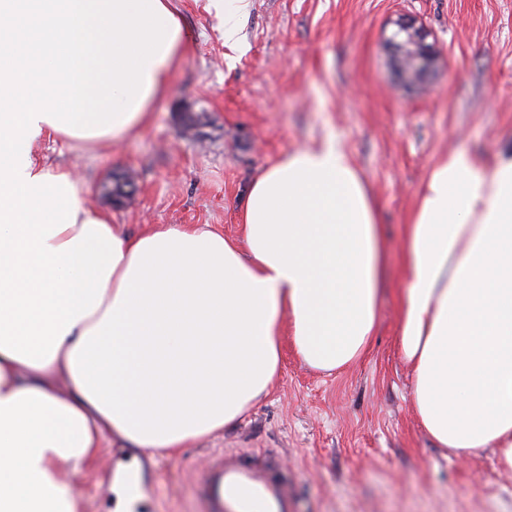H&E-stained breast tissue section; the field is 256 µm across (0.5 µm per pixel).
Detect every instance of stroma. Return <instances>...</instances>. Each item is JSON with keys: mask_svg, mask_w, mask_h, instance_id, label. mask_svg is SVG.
Wrapping results in <instances>:
<instances>
[{"mask_svg": "<svg viewBox=\"0 0 512 512\" xmlns=\"http://www.w3.org/2000/svg\"><path fill=\"white\" fill-rule=\"evenodd\" d=\"M189 54L139 132L114 147L42 142L50 167L72 171L93 209L135 234L207 224L240 234L245 189L267 164L336 139L372 193L389 276L369 352L333 374L284 345L269 394L224 431L158 456L145 512H205L196 484L211 453H276L292 512H512V470L484 450L435 447L416 419L396 347L398 255L416 192L456 147L484 163L512 148V0H251L236 50L210 0H173ZM416 20L436 53L408 87L387 38ZM199 116L184 131V115ZM132 180L114 202L113 175ZM97 469L74 476L83 512H108L113 464L132 453L108 438Z\"/></svg>", "mask_w": 512, "mask_h": 512, "instance_id": "1", "label": "stroma"}]
</instances>
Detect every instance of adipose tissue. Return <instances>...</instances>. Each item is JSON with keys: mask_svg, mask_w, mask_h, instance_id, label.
Masks as SVG:
<instances>
[{"mask_svg": "<svg viewBox=\"0 0 512 512\" xmlns=\"http://www.w3.org/2000/svg\"><path fill=\"white\" fill-rule=\"evenodd\" d=\"M178 31L134 117L89 137L105 146L151 117L189 51ZM121 243L102 302L36 368L0 352V512H81L70 478L104 436L176 453L235 423L273 385L284 339L332 372L370 348L388 252L376 203L334 140L303 147L248 184L239 237L172 224L126 234L76 204V223ZM398 353L437 447L489 449L512 469V152L484 165L438 159L400 249Z\"/></svg>", "mask_w": 512, "mask_h": 512, "instance_id": "obj_1", "label": "adipose tissue"}]
</instances>
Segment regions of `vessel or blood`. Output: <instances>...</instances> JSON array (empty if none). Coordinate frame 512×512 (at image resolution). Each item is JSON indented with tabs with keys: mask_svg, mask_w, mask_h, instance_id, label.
Returning a JSON list of instances; mask_svg holds the SVG:
<instances>
[{
	"mask_svg": "<svg viewBox=\"0 0 512 512\" xmlns=\"http://www.w3.org/2000/svg\"><path fill=\"white\" fill-rule=\"evenodd\" d=\"M208 512H254L264 502L266 512H288L290 491L275 473L272 458H245L238 451L215 454L198 488Z\"/></svg>",
	"mask_w": 512,
	"mask_h": 512,
	"instance_id": "vessel-or-blood-1",
	"label": "vessel or blood"
}]
</instances>
